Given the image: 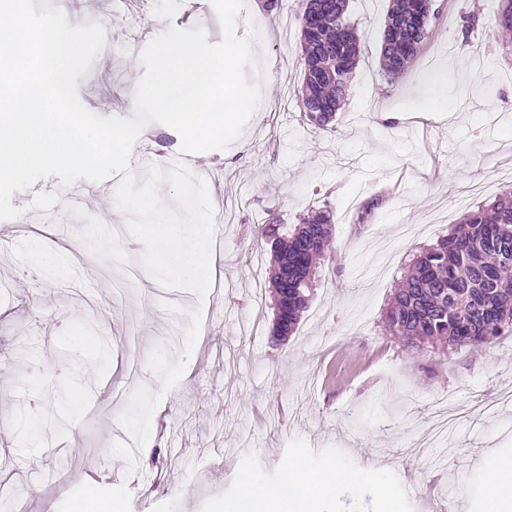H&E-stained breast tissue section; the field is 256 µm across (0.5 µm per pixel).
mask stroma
I'll return each instance as SVG.
<instances>
[{"label": "stroma", "instance_id": "stroma-1", "mask_svg": "<svg viewBox=\"0 0 512 512\" xmlns=\"http://www.w3.org/2000/svg\"><path fill=\"white\" fill-rule=\"evenodd\" d=\"M48 2L70 25L110 23V51L78 80L100 116L133 115L144 67L132 42L197 26L222 39L211 0L137 2L113 20L103 0ZM495 2L432 0L427 49L392 87L377 52L389 0H349L364 52L352 95L320 130L298 107L300 0H278L273 14L246 0L236 30L251 39L247 75L263 94L241 137L200 162L223 219L211 254L224 276L206 297L160 285L135 237L114 242L127 222L118 178L52 176L14 193L19 215L0 220V512H226L241 475L272 485L292 461L384 465V485L338 487L322 512H489L477 459L512 458V406L477 408L512 391V335L477 350H412L382 319L413 256L461 216L456 196L478 182L485 200L512 190V56L476 66L470 56L493 36ZM437 75L442 112L425 105ZM388 113L398 130L384 127ZM140 143L149 157L129 161L140 180L181 153L164 124ZM319 209L335 216L331 256L278 342L271 245L254 227ZM442 397L462 416L431 444Z\"/></svg>", "mask_w": 512, "mask_h": 512}]
</instances>
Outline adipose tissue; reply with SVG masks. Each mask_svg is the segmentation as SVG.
Instances as JSON below:
<instances>
[{"label": "adipose tissue", "mask_w": 512, "mask_h": 512, "mask_svg": "<svg viewBox=\"0 0 512 512\" xmlns=\"http://www.w3.org/2000/svg\"><path fill=\"white\" fill-rule=\"evenodd\" d=\"M156 232L154 250L173 277L193 279L202 272L212 277L221 276L216 260L202 256L193 238L186 236L180 225L160 224ZM481 463L489 477L493 512H512V460L489 451L482 455ZM382 480V468L373 463L356 469L332 464L314 469L292 462L271 486L242 477L234 512H317L318 505L332 497L337 487H357Z\"/></svg>", "instance_id": "1"}]
</instances>
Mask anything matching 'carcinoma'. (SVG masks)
I'll use <instances>...</instances> for the list:
<instances>
[{
  "instance_id": "carcinoma-1",
  "label": "carcinoma",
  "mask_w": 512,
  "mask_h": 512,
  "mask_svg": "<svg viewBox=\"0 0 512 512\" xmlns=\"http://www.w3.org/2000/svg\"><path fill=\"white\" fill-rule=\"evenodd\" d=\"M430 0H391L379 47L381 77L401 78L429 36ZM348 0H302L304 85L300 111L327 128L350 95L360 40L347 19ZM494 39L512 51V0H497ZM333 214L320 210L288 228L272 217L257 227L271 239L276 319L285 340L307 307L310 276L332 238ZM387 335L419 349L427 340L448 349L480 348L512 333V191L471 206L448 235L422 248L383 316Z\"/></svg>"
}]
</instances>
